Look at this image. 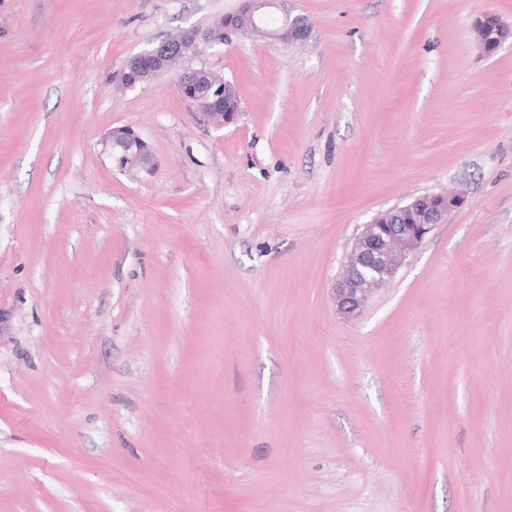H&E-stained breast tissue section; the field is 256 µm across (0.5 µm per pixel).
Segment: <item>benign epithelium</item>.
<instances>
[{"label": "benign epithelium", "instance_id": "1", "mask_svg": "<svg viewBox=\"0 0 512 512\" xmlns=\"http://www.w3.org/2000/svg\"><path fill=\"white\" fill-rule=\"evenodd\" d=\"M285 3L286 0H239L234 12L217 18L204 30L193 29L195 38L190 46L191 55L196 58L207 46L222 44L231 35L244 36L248 33H258L286 44L305 43L310 37L311 25L303 15L288 14L280 27L271 30L261 28L265 16ZM472 32L474 41L487 55L496 53L508 42L512 43V26L495 13L484 12L475 16ZM186 33L185 29L180 30L133 56L119 73L121 85L133 89L176 69L178 60L184 58L183 38ZM130 74L136 75V79H127ZM219 88L224 90V111L210 112V99ZM175 90L217 127L235 122L241 112V100L235 87L223 76L203 66L186 65L179 69ZM101 143L115 167L121 171L138 175L151 174L156 169L149 143L130 128L110 130ZM466 204L467 196L463 192L424 194L377 213L355 237L346 273L334 285L332 299L336 312L343 318L357 316L374 292L393 280L407 256L420 247L434 227Z\"/></svg>", "mask_w": 512, "mask_h": 512}]
</instances>
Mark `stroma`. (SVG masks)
Returning a JSON list of instances; mask_svg holds the SVG:
<instances>
[{
	"instance_id": "35a3bbf8",
	"label": "stroma",
	"mask_w": 512,
	"mask_h": 512,
	"mask_svg": "<svg viewBox=\"0 0 512 512\" xmlns=\"http://www.w3.org/2000/svg\"><path fill=\"white\" fill-rule=\"evenodd\" d=\"M238 0H0V512H512V0H291L213 126L126 62ZM129 126L153 174L101 144ZM463 189L353 319L378 212ZM472 32L474 41L487 55L496 53L507 42L512 45L511 24H506L495 13L484 12L475 16L472 21ZM489 34H493V37H488ZM101 143L112 157V162L121 171L138 174H152L156 169V160L149 143L136 131L127 127L113 128L107 132ZM122 143L125 150L117 145Z\"/></svg>"
}]
</instances>
